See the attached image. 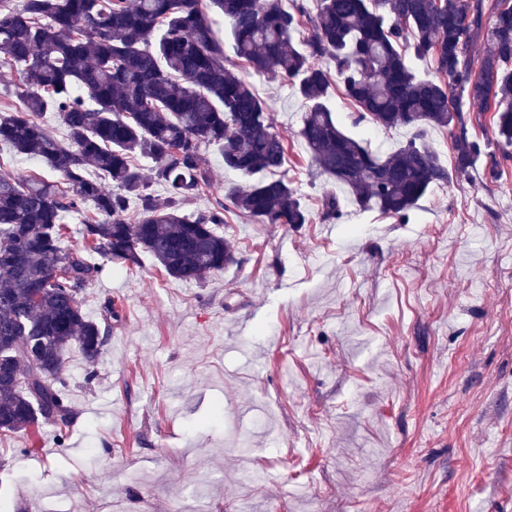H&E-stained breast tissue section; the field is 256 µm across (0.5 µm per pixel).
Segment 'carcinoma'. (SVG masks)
Returning <instances> with one entry per match:
<instances>
[{
	"label": "carcinoma",
	"mask_w": 512,
	"mask_h": 512,
	"mask_svg": "<svg viewBox=\"0 0 512 512\" xmlns=\"http://www.w3.org/2000/svg\"><path fill=\"white\" fill-rule=\"evenodd\" d=\"M315 2L311 14L280 0H0V64L16 75L15 98L0 101V143L62 178L0 176V434L45 423L64 442L67 355L78 351L94 379L120 319L110 298L98 321L83 310L86 287L106 264L138 265L147 254L168 276L201 281L234 260L219 231L226 209L261 224L310 222L283 178L233 188L207 212H182L210 185L203 150L211 144L224 167L246 177L284 164L267 103L228 65L217 20L229 22L235 55L254 72L294 81L313 162L363 209L405 220L430 187L466 175L483 153L468 137L467 106L493 110L497 148L512 157V0ZM302 17L311 34L298 45ZM412 56L432 59L437 76L421 77ZM336 82L356 105V122L406 127L412 137L384 158L370 151L333 118L327 99ZM48 112L65 139L47 130ZM429 128L450 131L453 169L424 141ZM137 156L157 163L165 197L151 191ZM89 169L112 189L87 178ZM87 201L95 209L83 221L84 250L67 249L64 217ZM321 207L325 221L342 215L333 193Z\"/></svg>",
	"instance_id": "1"
}]
</instances>
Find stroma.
<instances>
[{"instance_id":"1","label":"stroma","mask_w":512,"mask_h":512,"mask_svg":"<svg viewBox=\"0 0 512 512\" xmlns=\"http://www.w3.org/2000/svg\"><path fill=\"white\" fill-rule=\"evenodd\" d=\"M287 146L281 175L308 224L224 214L235 250L201 282L143 257L91 282L84 309L124 306L87 379L65 365L73 420L0 442L10 512H512V159L486 152L432 188L408 220L363 210L316 170L305 107L279 76L246 72ZM333 117L387 155L410 137ZM207 211L245 184L219 146ZM342 216L321 218L325 194Z\"/></svg>"}]
</instances>
